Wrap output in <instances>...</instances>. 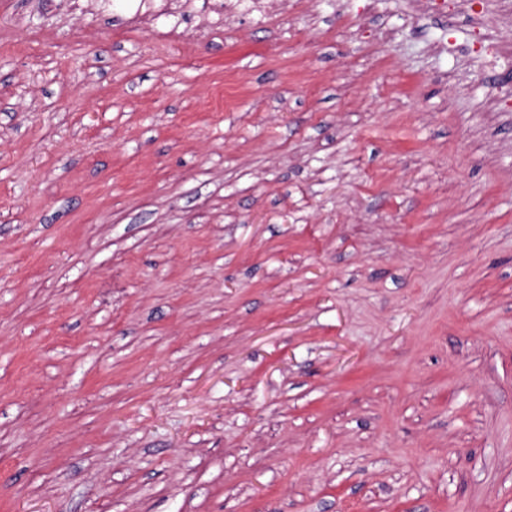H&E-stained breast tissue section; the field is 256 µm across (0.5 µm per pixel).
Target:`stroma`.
Here are the masks:
<instances>
[{
  "instance_id": "1",
  "label": "stroma",
  "mask_w": 512,
  "mask_h": 512,
  "mask_svg": "<svg viewBox=\"0 0 512 512\" xmlns=\"http://www.w3.org/2000/svg\"><path fill=\"white\" fill-rule=\"evenodd\" d=\"M0 0V512H512V0Z\"/></svg>"
}]
</instances>
